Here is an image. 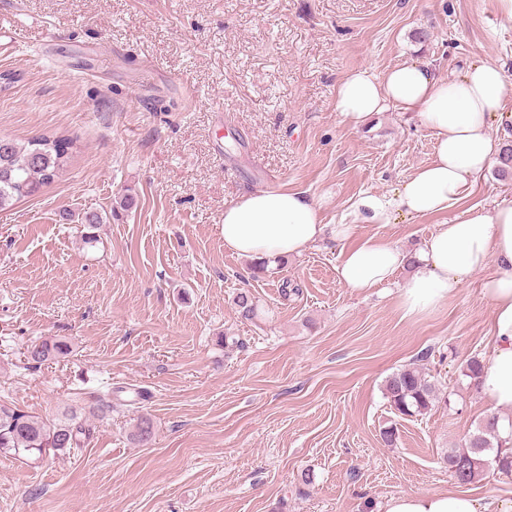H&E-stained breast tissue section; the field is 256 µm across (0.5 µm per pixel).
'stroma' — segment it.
<instances>
[{
  "instance_id": "obj_1",
  "label": "stroma",
  "mask_w": 512,
  "mask_h": 512,
  "mask_svg": "<svg viewBox=\"0 0 512 512\" xmlns=\"http://www.w3.org/2000/svg\"><path fill=\"white\" fill-rule=\"evenodd\" d=\"M0 43V136L74 143L51 185L0 212V404L105 409L78 453L0 457V512H382L400 493L463 489L512 501V476L489 467L463 487L441 460L489 412L463 372L489 349V271L407 317L395 289L341 283L336 241L254 280L222 229L225 204L256 189L307 193L325 224L398 189L432 159V132L393 108L348 125L339 81L425 59L448 78L485 61L512 82L495 0H0ZM127 192L136 208L111 217ZM504 200L512 180L491 171L463 204L360 224L349 242L412 248ZM81 209L108 216L96 246L68 216ZM241 289L255 320L233 307ZM52 338L72 355L25 360ZM412 362L447 400L402 419L383 385ZM141 415L145 444L130 438Z\"/></svg>"
}]
</instances>
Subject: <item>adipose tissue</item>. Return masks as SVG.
I'll return each instance as SVG.
<instances>
[{"instance_id":"ef3b65f1","label":"adipose tissue","mask_w":512,"mask_h":512,"mask_svg":"<svg viewBox=\"0 0 512 512\" xmlns=\"http://www.w3.org/2000/svg\"><path fill=\"white\" fill-rule=\"evenodd\" d=\"M512 85L487 62L469 65L458 77H442L426 60H407L383 73L362 68L337 86L335 110L352 126L396 109L411 114L436 139L431 161L418 167L392 193L366 192L353 199L340 223L324 224L305 193L257 190L224 207V247L253 260L299 255L324 236L347 239L356 225L389 224L396 213L427 215L466 200L497 161L502 137L489 120L503 112ZM492 268L484 298L491 307L489 353L475 381L479 398L496 411L512 410V202L468 209L414 251L377 237L342 250L340 281L351 290L396 287L406 315L434 310L456 294L475 271ZM402 281H394L399 269ZM385 512H512V501L463 492L412 493L389 498Z\"/></svg>"}]
</instances>
